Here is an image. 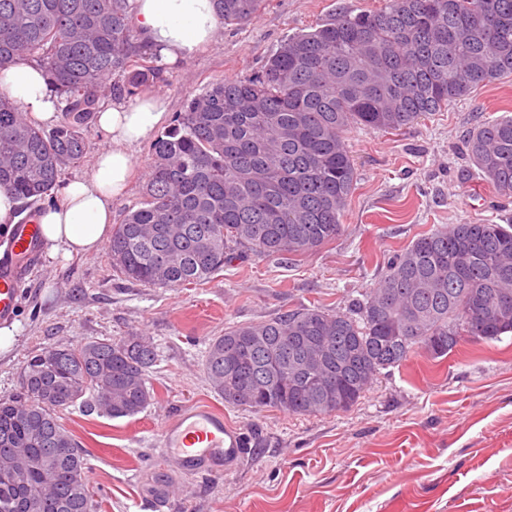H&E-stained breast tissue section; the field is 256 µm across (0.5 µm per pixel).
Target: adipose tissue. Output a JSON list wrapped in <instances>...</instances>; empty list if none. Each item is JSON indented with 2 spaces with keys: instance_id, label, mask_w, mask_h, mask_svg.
Segmentation results:
<instances>
[{
  "instance_id": "1",
  "label": "adipose tissue",
  "mask_w": 512,
  "mask_h": 512,
  "mask_svg": "<svg viewBox=\"0 0 512 512\" xmlns=\"http://www.w3.org/2000/svg\"><path fill=\"white\" fill-rule=\"evenodd\" d=\"M134 21L170 62L195 55L221 27L212 0H135ZM0 93L40 122L58 119L59 97L34 64L19 62L0 69ZM165 117L163 102L152 97L99 113L98 124L108 145L96 156L90 177L67 181L55 202L39 212L50 257L88 254L110 238L112 203L125 192L134 168L132 149L149 138Z\"/></svg>"
}]
</instances>
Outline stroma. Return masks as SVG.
I'll use <instances>...</instances> for the list:
<instances>
[{
    "instance_id": "35a3bbf8",
    "label": "stroma",
    "mask_w": 512,
    "mask_h": 512,
    "mask_svg": "<svg viewBox=\"0 0 512 512\" xmlns=\"http://www.w3.org/2000/svg\"><path fill=\"white\" fill-rule=\"evenodd\" d=\"M379 2L269 0L253 21L221 27L194 56L166 65L147 92L175 116L208 83L258 71L288 35ZM509 116L512 77L504 76L401 131L351 129L345 144L358 181L341 230L302 255L251 256L182 288L121 279L104 247L41 255L14 342L0 354V398L18 394L27 360L43 348L140 334L158 354L151 403L130 418L74 406L59 415L87 455L94 512H155L150 494L160 483L172 491L166 512H512V333L463 340L441 358L415 351L357 404L329 415L227 404L203 371L208 342L225 327L301 306L347 312L376 287L388 258L421 235L511 219L512 197L466 156L475 127ZM186 401L222 411L252 435L240 467L205 477L163 460L161 428Z\"/></svg>"
}]
</instances>
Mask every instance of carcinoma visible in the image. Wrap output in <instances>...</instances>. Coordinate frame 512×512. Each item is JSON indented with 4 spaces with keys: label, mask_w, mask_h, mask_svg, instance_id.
Masks as SVG:
<instances>
[{
    "label": "carcinoma",
    "mask_w": 512,
    "mask_h": 512,
    "mask_svg": "<svg viewBox=\"0 0 512 512\" xmlns=\"http://www.w3.org/2000/svg\"><path fill=\"white\" fill-rule=\"evenodd\" d=\"M267 0H213L226 24ZM130 0H0V68H41L60 96L47 129L0 94V189L37 202L88 151L106 99L163 78L132 28ZM123 77L120 85L112 75ZM512 76V0H383L288 36L261 69L186 99L150 145L140 206L112 227V269L155 288L202 284L237 260L296 256L336 238L358 179L352 126L397 132L492 79ZM468 158L512 194V118L478 125ZM512 333V223L469 222L393 255L349 314L302 306L235 324L204 369L224 401L326 415L421 349ZM153 342L130 335L50 347L27 360L20 395L0 400V512H92L85 451L58 420L80 405L112 419L152 400Z\"/></svg>",
    "instance_id": "cac0c4a2"
}]
</instances>
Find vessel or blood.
<instances>
[{
  "mask_svg": "<svg viewBox=\"0 0 512 512\" xmlns=\"http://www.w3.org/2000/svg\"><path fill=\"white\" fill-rule=\"evenodd\" d=\"M37 221L15 224L0 252V325L12 323L24 294L26 261L44 246ZM168 460L206 476L235 469L246 455L249 439L242 429L225 421L221 412L188 403L180 407L160 433Z\"/></svg>",
  "mask_w": 512,
  "mask_h": 512,
  "instance_id": "1",
  "label": "vessel or blood"
}]
</instances>
